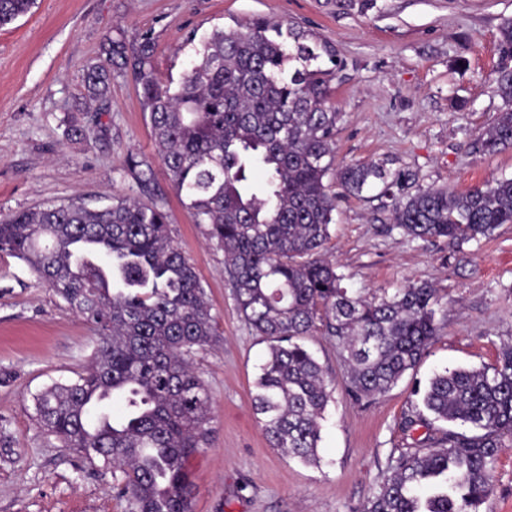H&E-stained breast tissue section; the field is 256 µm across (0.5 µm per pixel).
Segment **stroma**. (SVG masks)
<instances>
[{"label": "stroma", "mask_w": 512, "mask_h": 512, "mask_svg": "<svg viewBox=\"0 0 512 512\" xmlns=\"http://www.w3.org/2000/svg\"><path fill=\"white\" fill-rule=\"evenodd\" d=\"M257 18L292 22L335 46L337 165L386 164L404 174L407 194L512 178V147L488 154L476 144L504 106L493 78L512 0H37L31 14L0 27V217L75 196L92 207L142 197L128 161L148 162L153 198L169 212L218 326L192 359L213 397L209 442L187 464L193 512H361L392 457L448 431L435 420L407 424L424 413L421 391L433 374L493 365L512 340V224L477 241L421 240L391 223L380 185L337 196L325 253L344 287L371 298L431 283L438 332L414 371L358 401L346 392L335 340L315 331L307 344L335 386L321 462L306 466L271 447L252 400L269 343L239 313L223 251L172 189L131 73L113 71L102 110L84 86L106 39L151 37L165 82L187 68L189 35ZM73 121L83 139L67 138ZM95 341L92 326L24 263L0 254V512H125L111 471L63 447L34 410V394L86 369ZM483 509L512 512V447L494 464Z\"/></svg>", "instance_id": "1"}]
</instances>
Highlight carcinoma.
I'll return each instance as SVG.
<instances>
[{
	"label": "carcinoma",
	"mask_w": 512,
	"mask_h": 512,
	"mask_svg": "<svg viewBox=\"0 0 512 512\" xmlns=\"http://www.w3.org/2000/svg\"><path fill=\"white\" fill-rule=\"evenodd\" d=\"M36 0H0V26ZM494 72L505 103L479 137L487 153L512 146V19L500 27ZM155 44L107 39L88 68V97L105 105L112 65L131 69L149 113L155 151L193 223L224 251L240 314L269 342L253 395L269 443L305 463L320 461L321 420L332 396L326 371L303 340L317 328L336 339L357 400L390 391L416 368L436 335V290L413 283L377 300L342 287L321 250L336 196L325 178L360 194L383 185L392 223L414 238L464 242L512 224V179L465 193L393 191L399 177L376 163L336 169L338 112L329 72L336 51L288 22L256 20L199 41L178 81H160ZM263 173L249 182L251 168ZM144 188L152 169L130 158ZM0 252L23 261L90 324L98 341L88 368L35 397L40 425L89 462L120 469L126 512H192L188 458L206 444L213 399L192 355L216 336L194 265L169 214L150 200L80 199L0 218ZM119 398L114 415L106 403ZM424 408L450 430L431 448H409L364 512H482L492 470L512 447V342L498 362L435 374Z\"/></svg>",
	"instance_id": "cac0c4a2"
}]
</instances>
